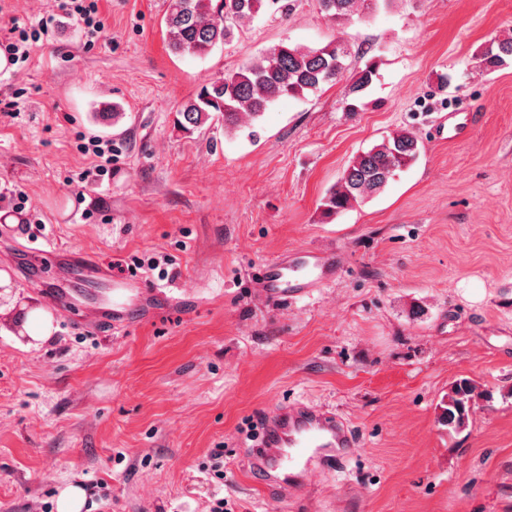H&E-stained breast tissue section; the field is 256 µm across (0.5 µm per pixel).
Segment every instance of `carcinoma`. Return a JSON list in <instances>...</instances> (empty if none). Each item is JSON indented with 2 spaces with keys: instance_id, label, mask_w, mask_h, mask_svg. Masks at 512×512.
Masks as SVG:
<instances>
[{
  "instance_id": "carcinoma-1",
  "label": "carcinoma",
  "mask_w": 512,
  "mask_h": 512,
  "mask_svg": "<svg viewBox=\"0 0 512 512\" xmlns=\"http://www.w3.org/2000/svg\"><path fill=\"white\" fill-rule=\"evenodd\" d=\"M381 0H318L321 11L338 25L353 16L379 8ZM268 7L286 10L281 0H171L164 18L169 49L180 55H207L215 46L229 42L235 31ZM349 56L344 46L329 43L310 48L281 42L250 58L238 70L201 87L183 103L178 114L182 127L199 128L213 113L224 117V127L237 130L252 124L281 98H302L325 84L337 81ZM479 66L491 72L512 58V39L493 41L478 53ZM375 75L372 64L365 66L348 87L346 96L358 98ZM421 145L416 134L401 130L370 150L359 154L343 171L322 199L323 215L330 218L380 193L396 171L417 160ZM483 396L474 380L455 381L448 392L443 417L452 428L466 426L469 412Z\"/></svg>"
}]
</instances>
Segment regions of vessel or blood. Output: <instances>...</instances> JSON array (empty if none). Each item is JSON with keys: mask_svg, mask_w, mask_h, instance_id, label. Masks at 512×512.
Here are the masks:
<instances>
[{"mask_svg": "<svg viewBox=\"0 0 512 512\" xmlns=\"http://www.w3.org/2000/svg\"><path fill=\"white\" fill-rule=\"evenodd\" d=\"M334 258L316 249H299L267 261L258 277L262 293L298 299L328 280ZM352 434L335 414L314 405L284 404L264 418L254 465L279 489H297L311 463L337 466L354 448Z\"/></svg>", "mask_w": 512, "mask_h": 512, "instance_id": "vessel-or-blood-1", "label": "vessel or blood"}]
</instances>
